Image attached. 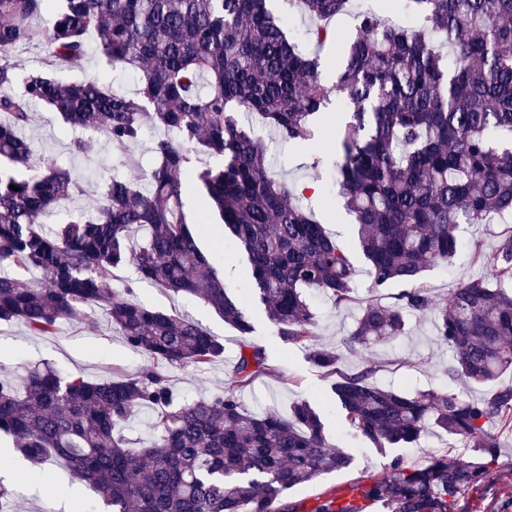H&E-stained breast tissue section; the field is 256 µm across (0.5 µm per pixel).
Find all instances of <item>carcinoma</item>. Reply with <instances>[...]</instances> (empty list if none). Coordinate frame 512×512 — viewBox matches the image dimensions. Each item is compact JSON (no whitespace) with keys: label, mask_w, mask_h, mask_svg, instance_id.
<instances>
[{"label":"carcinoma","mask_w":512,"mask_h":512,"mask_svg":"<svg viewBox=\"0 0 512 512\" xmlns=\"http://www.w3.org/2000/svg\"><path fill=\"white\" fill-rule=\"evenodd\" d=\"M267 2L0 0V160L25 170H0V268L39 274L0 271V322L49 336L95 307L148 358L140 371L101 382L51 368L29 371L22 384L0 373V431L35 466L59 461L92 485L103 512H300L290 490L350 467L308 401L294 402L286 417L244 407L242 394L267 374L265 349L250 341L249 310L227 291L183 213L194 183L242 254L250 291L279 336L308 344L316 320L305 290L345 307L358 269L305 197L270 175L260 130L313 141L315 130L332 126V103L351 112L334 130L336 181L372 286L404 289L392 306L366 304L354 329L334 348H310L309 361L334 374L341 357L362 359L339 373L332 394L345 420L381 450L436 427L492 457L489 423L512 431V382L504 380L512 373V294L501 288L512 283V233L490 249L474 244L479 273L442 302L421 285L427 268L453 262L457 225L512 213V0H398L390 15L355 12L352 0H292L312 23V52ZM47 11L53 25H37ZM351 11L346 65L326 85L323 53L337 40L327 21ZM23 46L43 49L40 68L9 59ZM93 51L137 76L133 93L59 77L84 69ZM37 105L125 151L151 126L156 165L137 181L113 168L92 209L45 230L50 209L84 188L25 135ZM71 150L88 156L98 141L78 138ZM128 265L237 330L241 349L223 392L173 401L170 370H205L224 357V344L177 311L112 286L113 270ZM410 312L435 314L453 353L448 379L489 386L482 399L376 385L380 365L363 353L403 335ZM144 410L155 414L154 435L134 452L116 429ZM487 472L479 458H395L353 496L322 495L313 512H454Z\"/></svg>","instance_id":"1"}]
</instances>
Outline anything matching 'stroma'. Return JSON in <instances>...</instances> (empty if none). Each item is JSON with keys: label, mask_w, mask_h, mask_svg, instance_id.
<instances>
[{"label": "stroma", "mask_w": 512, "mask_h": 512, "mask_svg": "<svg viewBox=\"0 0 512 512\" xmlns=\"http://www.w3.org/2000/svg\"><path fill=\"white\" fill-rule=\"evenodd\" d=\"M66 81L95 78L119 92L135 88L132 74L110 67L100 56H92L84 70L62 72ZM86 129L63 122L55 113L36 110L27 130L28 137L46 149L58 164L79 173L90 174L84 194L75 203H63L55 208L52 219L60 221L72 207L86 208L93 204L103 189L104 179L110 176L120 156L110 143H101L98 151L88 157L72 154L70 143L74 138L86 136ZM322 152L324 161L314 165L315 152ZM274 171L285 179L295 192L307 193L309 201L322 198L330 186V168L334 158L332 145L320 144L318 150L284 142L274 149ZM328 232L352 247V260L359 270L353 285V302L336 308L321 292L308 289L311 306L317 316L315 346L331 348L351 330L362 305L376 302L385 306L395 303L402 286L398 283L383 288L373 287L365 271L366 263L356 250L357 232L345 211H337L336 219L327 226ZM512 233V215L498 217L491 224H462L456 235L462 249L452 264L428 269L422 282L436 298L466 282L477 272L468 248L473 241L484 247H494L500 235ZM115 287L131 288L135 298L151 307L173 308L200 323L224 344L223 358L210 369L197 372L177 368L171 372V383L177 396L198 398L221 393L224 380L231 372L239 353V337L211 307L193 298H174L157 287L139 280L133 268L114 273ZM407 336L372 349L371 356L382 365L377 381L399 390H441L450 387L448 363L451 353L438 336L433 314H412L407 318ZM256 344L266 349L270 372L255 380L242 396V403L253 413L266 411L287 412L293 402L304 399L321 411L328 440L344 449L352 458L350 467L343 471L327 472L313 482L298 486L289 493L291 500L313 506L317 494L336 492L337 496L350 494L356 481L382 474L392 457H401L408 463L428 460L431 455L447 453L457 458L465 445L447 433L432 429L418 441L397 448L379 451L365 438L355 433L342 418L332 398L331 379L311 365L306 347L288 343L279 336L276 327L264 313L255 315ZM147 358L128 347L121 336L110 329L102 310H88L83 321L72 325L62 323L56 334L33 336L19 323L0 325V369L24 376L36 365H49L60 373L80 376L90 382L111 378L113 368L135 373L143 368ZM66 478L67 485L78 498L84 512H100L99 500L87 483L72 478L70 471L60 465L43 467L35 471L31 464L16 459L12 468L0 471V483L14 494L16 512H66L60 499L57 478ZM464 512H512V433L501 437L495 463L490 464L487 479L480 490L469 492L463 501Z\"/></svg>", "instance_id": "1"}]
</instances>
